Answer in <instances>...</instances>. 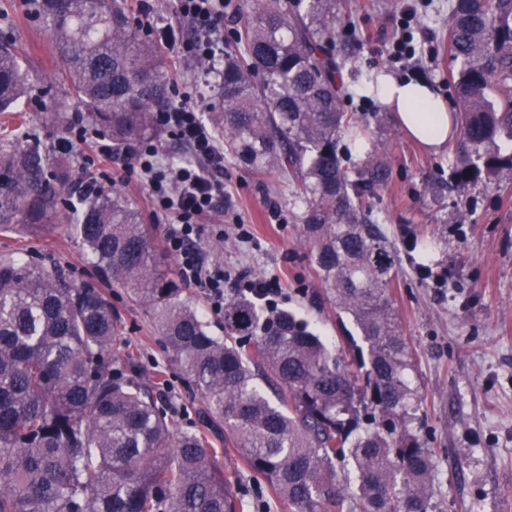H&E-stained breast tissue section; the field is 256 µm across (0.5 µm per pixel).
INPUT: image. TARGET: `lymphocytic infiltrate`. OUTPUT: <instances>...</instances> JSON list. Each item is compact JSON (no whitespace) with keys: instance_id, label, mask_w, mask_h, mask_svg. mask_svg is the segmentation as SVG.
Masks as SVG:
<instances>
[{"instance_id":"lymphocytic-infiltrate-1","label":"lymphocytic infiltrate","mask_w":512,"mask_h":512,"mask_svg":"<svg viewBox=\"0 0 512 512\" xmlns=\"http://www.w3.org/2000/svg\"><path fill=\"white\" fill-rule=\"evenodd\" d=\"M221 0H178L181 17L197 31L198 36L187 45L191 56L209 60L224 35L218 29ZM156 121L184 144L191 161L171 166L160 159V146L147 140L130 147V162L125 166L126 181H137L147 188L148 197L158 210L170 214L174 222L164 235L165 249L176 256L178 274L189 285L204 289L210 309L220 313L224 308V272L205 267L194 243L200 234V220L213 211L224 197V185L215 181L211 170L224 167V153L213 133L199 117V109L190 96H180L166 111L157 113Z\"/></svg>"}]
</instances>
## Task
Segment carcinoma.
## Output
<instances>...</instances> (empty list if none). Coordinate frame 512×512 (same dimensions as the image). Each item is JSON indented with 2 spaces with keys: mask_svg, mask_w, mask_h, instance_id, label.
<instances>
[{
  "mask_svg": "<svg viewBox=\"0 0 512 512\" xmlns=\"http://www.w3.org/2000/svg\"><path fill=\"white\" fill-rule=\"evenodd\" d=\"M28 2L87 130L117 151L156 136L153 115L170 105L165 58L125 0ZM224 11L244 24L227 41L210 124L240 166L280 178L300 205L310 261L360 341L337 353L294 312L237 293L213 335L138 215L106 193L65 201L49 152L12 130L0 138V230L64 223L96 275L76 284L54 260L0 257V512H241L218 465L220 433L292 512H432L417 352L389 302L395 260L371 205L385 165L375 146L354 177L337 152L367 124L342 108L336 0H224ZM448 56L452 174L489 184L512 169V0H451ZM40 82L1 40L0 112ZM104 285L153 313L169 360L203 394L199 426L182 429L112 367L125 336Z\"/></svg>",
  "mask_w": 512,
  "mask_h": 512,
  "instance_id": "carcinoma-1",
  "label": "carcinoma"
}]
</instances>
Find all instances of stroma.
Here are the masks:
<instances>
[{
	"label": "stroma",
	"instance_id": "stroma-1",
	"mask_svg": "<svg viewBox=\"0 0 512 512\" xmlns=\"http://www.w3.org/2000/svg\"><path fill=\"white\" fill-rule=\"evenodd\" d=\"M0 7L10 16L9 22L0 21V36L15 39L23 69L49 75L60 68L49 32L28 16L24 0H0ZM352 7L355 28L337 25L333 48L346 61L342 106L365 118L371 135L342 137L338 151L344 166L360 168L372 145L386 150L387 183L374 203L395 251L391 303L419 355L421 415L436 452L431 503L434 512H512V169L501 170L490 184L455 186L447 152H428L412 140L394 112L368 91L381 75H418L444 99L452 98L448 0H352ZM410 10L415 13L411 32L416 55L395 62L389 50ZM134 21L142 29L179 28V43L164 48L167 78L191 94L200 112L217 109L215 76L224 58L201 62L184 52L183 42L195 34L179 15L177 0H155L151 17L138 15ZM22 109L34 139L69 165L72 187L103 172L115 178V191L149 229L154 244L162 245L167 218L153 212L142 186L119 183L120 162L105 168L87 162L80 145L61 148L66 132L53 125L52 112L72 117L82 112L61 83L49 77ZM224 200L225 207L201 221L206 261L222 266L231 284L245 276L278 279L280 307L307 320L337 349H347L354 325L334 304L321 300L322 285L287 193L228 155ZM241 224L249 238L239 237ZM1 254L32 263L53 257L77 280L94 273L90 257L63 224L48 225L36 236L22 229L0 232ZM107 295L135 356V377L173 405L183 428L198 426L202 394L167 361L152 313L121 289H108ZM218 461L242 494L243 512H256L260 499L268 502L269 512H289L268 485L251 479L235 452Z\"/></svg>",
	"mask_w": 512,
	"mask_h": 512
}]
</instances>
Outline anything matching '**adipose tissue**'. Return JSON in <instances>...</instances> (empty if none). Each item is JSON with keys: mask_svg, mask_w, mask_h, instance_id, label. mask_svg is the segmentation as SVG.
<instances>
[{"mask_svg": "<svg viewBox=\"0 0 512 512\" xmlns=\"http://www.w3.org/2000/svg\"><path fill=\"white\" fill-rule=\"evenodd\" d=\"M377 93L414 139L434 152L447 145L452 119L443 98L429 83L389 77L379 83Z\"/></svg>", "mask_w": 512, "mask_h": 512, "instance_id": "1", "label": "adipose tissue"}]
</instances>
